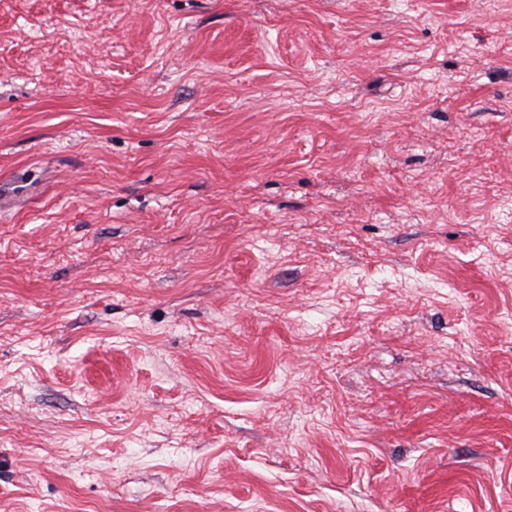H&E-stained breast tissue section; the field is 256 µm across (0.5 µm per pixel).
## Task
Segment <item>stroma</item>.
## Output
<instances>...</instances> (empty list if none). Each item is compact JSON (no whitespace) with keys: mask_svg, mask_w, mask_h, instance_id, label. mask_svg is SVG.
<instances>
[{"mask_svg":"<svg viewBox=\"0 0 512 512\" xmlns=\"http://www.w3.org/2000/svg\"><path fill=\"white\" fill-rule=\"evenodd\" d=\"M0 512H512V0H0Z\"/></svg>","mask_w":512,"mask_h":512,"instance_id":"stroma-1","label":"stroma"}]
</instances>
